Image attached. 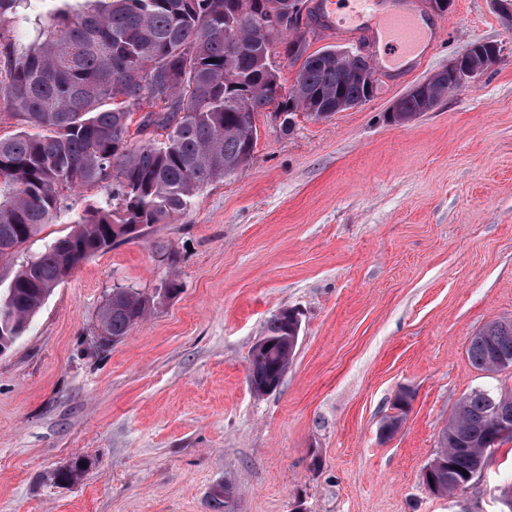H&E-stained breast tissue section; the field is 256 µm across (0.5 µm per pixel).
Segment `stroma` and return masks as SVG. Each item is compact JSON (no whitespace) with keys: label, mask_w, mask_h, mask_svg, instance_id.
I'll list each match as a JSON object with an SVG mask.
<instances>
[{"label":"stroma","mask_w":512,"mask_h":512,"mask_svg":"<svg viewBox=\"0 0 512 512\" xmlns=\"http://www.w3.org/2000/svg\"><path fill=\"white\" fill-rule=\"evenodd\" d=\"M450 39L407 75L379 74L365 104L292 129L257 115L241 171L205 187L172 223L72 271L0 355V512H500L512 441L465 491L423 474L459 400L512 390V368L467 348L512 319V32L492 0H452ZM497 62L403 125L391 104L470 44ZM102 191L68 196L0 262V289ZM169 244L175 263L155 242ZM180 294L107 350L96 315L115 287ZM301 314L275 392L249 385L250 351L278 310ZM399 431L383 417L402 391ZM83 462L76 483L57 471Z\"/></svg>","instance_id":"stroma-1"}]
</instances>
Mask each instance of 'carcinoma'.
Here are the masks:
<instances>
[{"mask_svg":"<svg viewBox=\"0 0 512 512\" xmlns=\"http://www.w3.org/2000/svg\"><path fill=\"white\" fill-rule=\"evenodd\" d=\"M0 0V112L19 126L0 135V243L17 248L64 212V192L105 191L70 220L73 230L47 242L0 292V347L27 331L51 293L73 270L144 229L183 215L208 184L242 170L258 139L256 115L285 112L291 129L302 113L326 119L336 102L369 98L364 56L308 52L305 36L281 32L280 54L300 63L296 87L281 83L265 48L262 19L269 0ZM28 26L24 49L3 33L6 20ZM442 87H459L455 65L437 73ZM147 106L135 131L134 112ZM114 288L97 313L106 338L121 341L163 298ZM300 330L275 313L252 348L248 380L259 395L280 385ZM472 365L486 372L512 367V319L495 320L468 346ZM409 400L400 395L382 423L401 426ZM512 413V393L474 391L457 404L440 448L425 468L433 493L465 489L489 462L492 448L512 441L493 420Z\"/></svg>","mask_w":512,"mask_h":512,"instance_id":"cac0c4a2","label":"carcinoma"}]
</instances>
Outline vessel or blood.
Masks as SVG:
<instances>
[{"instance_id":"vessel-or-blood-1","label":"vessel or blood","mask_w":512,"mask_h":512,"mask_svg":"<svg viewBox=\"0 0 512 512\" xmlns=\"http://www.w3.org/2000/svg\"><path fill=\"white\" fill-rule=\"evenodd\" d=\"M335 0H322L320 8L329 29L341 37L367 41L375 68L409 70L416 66L426 43L436 41L440 24L424 27L423 0H345L348 18L336 20Z\"/></svg>"}]
</instances>
